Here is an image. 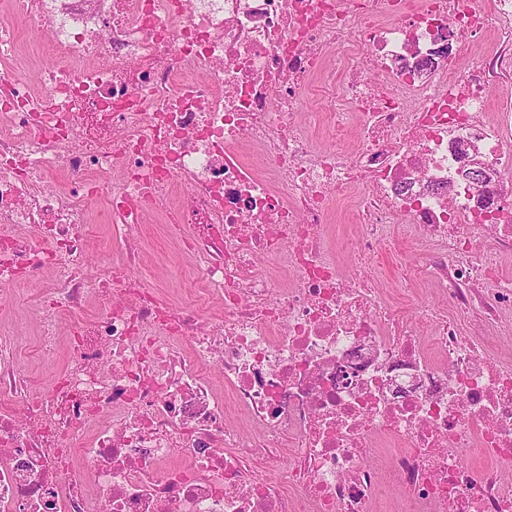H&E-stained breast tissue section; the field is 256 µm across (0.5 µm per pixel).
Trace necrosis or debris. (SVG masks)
I'll list each match as a JSON object with an SVG mask.
<instances>
[{
  "label": "necrosis or debris",
  "instance_id": "1",
  "mask_svg": "<svg viewBox=\"0 0 512 512\" xmlns=\"http://www.w3.org/2000/svg\"><path fill=\"white\" fill-rule=\"evenodd\" d=\"M511 82L512 0H5L0 311L56 269L63 361L0 331V512H512ZM149 215L195 300L133 275Z\"/></svg>",
  "mask_w": 512,
  "mask_h": 512
}]
</instances>
